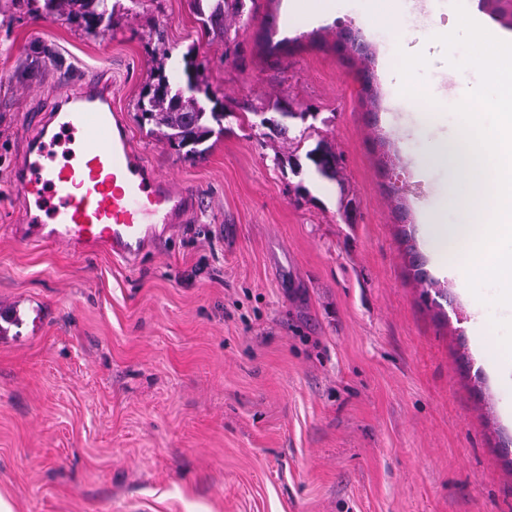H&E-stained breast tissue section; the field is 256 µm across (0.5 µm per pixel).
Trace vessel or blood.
<instances>
[{"label":"vessel or blood","mask_w":512,"mask_h":512,"mask_svg":"<svg viewBox=\"0 0 512 512\" xmlns=\"http://www.w3.org/2000/svg\"><path fill=\"white\" fill-rule=\"evenodd\" d=\"M77 139L64 163L49 161L63 135ZM12 189L23 209L24 242L45 239L78 254L102 253L126 262L151 251L193 214L197 197L154 173L133 146L112 89L93 74L66 92L21 140Z\"/></svg>","instance_id":"obj_1"}]
</instances>
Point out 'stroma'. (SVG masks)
Returning a JSON list of instances; mask_svg holds the SVG:
<instances>
[{"mask_svg": "<svg viewBox=\"0 0 512 512\" xmlns=\"http://www.w3.org/2000/svg\"><path fill=\"white\" fill-rule=\"evenodd\" d=\"M109 28L0 0V497L13 512H512V418L473 308L431 269L413 156L453 127L387 81L349 14L286 28V0H110ZM358 35L353 53L341 32ZM199 64L223 115L201 154L150 132L157 67ZM109 73L193 220L130 265L18 241L11 173L57 78ZM289 112L288 139L261 118ZM324 142L337 178L305 154ZM295 155L298 166H288Z\"/></svg>", "mask_w": 512, "mask_h": 512, "instance_id": "35a3bbf8", "label": "stroma"}]
</instances>
